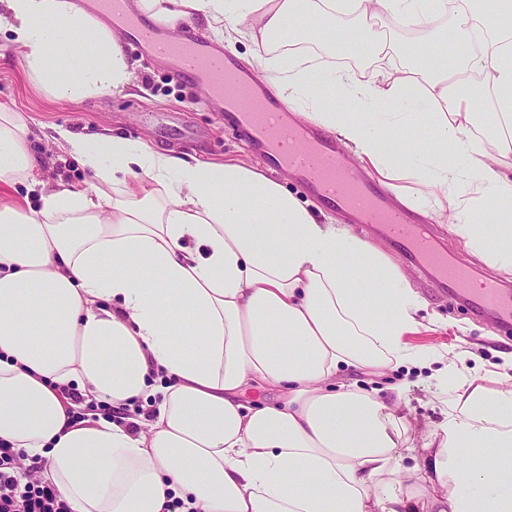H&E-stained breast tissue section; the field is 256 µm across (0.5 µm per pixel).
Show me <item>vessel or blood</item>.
Returning a JSON list of instances; mask_svg holds the SVG:
<instances>
[{
	"mask_svg": "<svg viewBox=\"0 0 512 512\" xmlns=\"http://www.w3.org/2000/svg\"><path fill=\"white\" fill-rule=\"evenodd\" d=\"M94 6L122 32H133L148 56L174 60L179 76L196 83L225 122L240 130L249 146L262 149L270 167L294 172L327 208L344 212L352 223L389 242L434 288L463 301L476 315L512 327V289L505 282L458 262L433 225L414 222L392 207L389 187L361 177L335 140L293 119L256 79L232 65L229 53L216 50L201 34L162 35L130 13L128 0H94Z\"/></svg>",
	"mask_w": 512,
	"mask_h": 512,
	"instance_id": "obj_1",
	"label": "vessel or blood"
}]
</instances>
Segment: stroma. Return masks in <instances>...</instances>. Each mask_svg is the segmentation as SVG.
Returning a JSON list of instances; mask_svg holds the SVG:
<instances>
[{"label": "stroma", "mask_w": 512, "mask_h": 512, "mask_svg": "<svg viewBox=\"0 0 512 512\" xmlns=\"http://www.w3.org/2000/svg\"><path fill=\"white\" fill-rule=\"evenodd\" d=\"M120 41L133 83L112 93L79 101L58 100L30 75L22 52L9 35L0 33V108L21 113L33 130L62 127L78 134L107 132L151 147L190 154L216 163L238 162L255 168L264 163L197 87L178 79L169 60L145 58L135 39ZM33 149L42 160L40 177L51 184L84 187L86 174L76 160L54 144L37 140ZM408 284L422 301L426 325L413 344L436 355L454 350L476 359V372L488 387H496L500 354L512 351V336H504L489 319H480L435 289L421 286L420 275L406 269ZM348 380L366 389L396 388L393 409L404 424L403 445L421 447L443 421L442 396L427 369L399 368L383 375L351 372Z\"/></svg>", "instance_id": "1"}]
</instances>
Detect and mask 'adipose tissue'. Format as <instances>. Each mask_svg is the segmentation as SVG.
<instances>
[{
	"mask_svg": "<svg viewBox=\"0 0 512 512\" xmlns=\"http://www.w3.org/2000/svg\"><path fill=\"white\" fill-rule=\"evenodd\" d=\"M0 1L55 99L130 83L107 19L74 0ZM137 7L173 31L203 24L251 43L262 81L299 117L384 180L421 184L406 205L512 274V0ZM405 29L417 40L397 44ZM452 32L479 50L438 54ZM339 47L366 67L327 65ZM387 127L428 128L424 160L383 151ZM35 137L0 112V188L40 192L0 205V444L43 459L71 512H164L174 499L181 512H512V353L491 388L447 351L445 418L403 468L390 402L337 380L428 357L409 341L421 299L384 254L256 168L106 133L57 131L91 182L40 190ZM252 390L276 396L252 405ZM477 448L495 470L471 463Z\"/></svg>",
	"mask_w": 512,
	"mask_h": 512,
	"instance_id": "1",
	"label": "adipose tissue"
}]
</instances>
